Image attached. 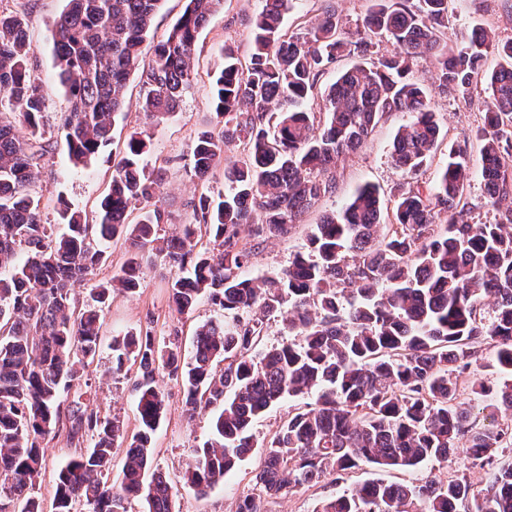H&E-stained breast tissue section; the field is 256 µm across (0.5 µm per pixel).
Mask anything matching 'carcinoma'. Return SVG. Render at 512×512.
<instances>
[{"label":"carcinoma","mask_w":512,"mask_h":512,"mask_svg":"<svg viewBox=\"0 0 512 512\" xmlns=\"http://www.w3.org/2000/svg\"><path fill=\"white\" fill-rule=\"evenodd\" d=\"M160 0H66L53 23L54 67L69 103L62 133L70 163L87 166L112 143L125 109L124 88L139 70ZM221 0H186L182 15L153 46L142 74L139 109L160 123L182 100L194 75V45ZM293 0H262L246 61L230 48L213 73L215 112L224 129L198 132L189 166L206 182L223 167L224 195L191 202L194 223L170 235L158 208L134 220L132 207L154 198L161 176L148 170V141L128 134L95 216L59 200L65 230L53 231L29 191L33 170L53 153L43 137L47 109L29 66L26 22L0 10V93L15 109L0 117V512H43L33 495L45 448L59 437L74 455L57 472L52 512H172L168 476L153 467L152 438L168 405L160 378L181 380L183 414L215 410L211 435L193 449L183 484L204 495L254 448L262 449L254 493L236 512L363 465L407 470L446 461L464 441L467 458L489 466L481 487L461 476L421 485L374 479L323 499L313 512H512V427L486 426L459 400L464 378L490 351L502 375L495 388L472 384L474 399L512 422V39L495 43L480 27L448 38V0H374L350 39L333 12L290 35L283 27ZM393 45L375 55L382 40ZM499 67L484 69L489 49ZM356 62L327 86L339 60ZM419 57L432 59L439 93L467 101L482 84L481 175L505 220L473 224L464 188L465 151L448 150L438 187L408 182L386 217L377 189L359 188L328 215L274 276L245 278L252 248L240 226L261 216L255 235H287L305 211L336 192L335 169L361 149L383 115L411 114L392 143L391 159L407 176L435 155L444 133L431 90L411 80ZM242 157L227 159V137ZM129 242L120 273L75 300L73 286L106 262L100 243ZM160 259L175 272L169 300L180 314L208 297L220 318L194 331L190 360L175 342L156 345L151 329L112 337V374L135 371L137 431L103 418L82 381L100 351L103 305L133 292L146 265ZM494 297L492 315L482 305ZM281 318L290 342L267 345L268 323ZM316 394L269 438L257 420L286 398ZM93 439V446L84 443ZM123 454L119 484L108 475Z\"/></svg>","instance_id":"cac0c4a2"}]
</instances>
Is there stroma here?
<instances>
[{"mask_svg":"<svg viewBox=\"0 0 512 512\" xmlns=\"http://www.w3.org/2000/svg\"><path fill=\"white\" fill-rule=\"evenodd\" d=\"M66 5V0H0V10L24 12L28 39L32 48L30 63L48 94L44 137L55 145L52 155L41 161L35 171L32 191L40 198L41 217L49 224H60L58 199H65L75 209L93 214L97 200L103 196L112 177V153L102 152L87 167L76 169L67 159L61 137V118L67 100L56 86L53 61L52 23ZM370 0H294L286 19L289 31H299L305 21L327 10H335L345 30L356 28ZM261 8V0H222L208 25L200 32L196 47L197 73L182 101L171 117L157 126H144L138 103L144 94L139 76H132L125 89L127 106L114 128L115 143H123L133 129L145 128L151 140L147 158L149 169L162 170L164 185L152 201L153 207L168 214L171 224H188L193 220L190 202L200 193L216 196L224 191V176L215 172L209 181H199L188 165L191 143L202 129L214 127L211 75L222 61L225 47H233L239 57H246L252 42V20ZM453 33L461 34L474 26L494 33L496 39H512V0H454L452 4ZM483 89H475L471 101L465 102L445 95H433L431 105L445 137L419 183L433 188L438 171L448 155L449 147L465 148L471 160V175L465 190L469 217L477 224L495 221L498 213L487 202L480 175V142L476 131L482 123ZM410 119L408 113L386 114L375 127L368 143L347 156L336 168V192L322 198L305 214L291 232L282 238L257 241L253 225L240 229L242 241L251 244L253 255L244 273L248 276H272L287 268L295 253L306 250L308 235L322 215L340 210L355 190L364 185L378 188L382 198H391L404 175L391 163L390 150L397 129ZM217 311L209 301H200L192 314L178 315L168 301L167 281L159 269L145 270L139 289L131 295L117 294L103 309L105 321L103 348L98 361L86 371L96 404L102 414L116 415L128 427H135V396L131 380L113 377L109 367L112 354L109 345L114 336L143 328H151L160 340L177 339L183 352L192 350L195 325L216 318ZM168 404V413L154 437L153 464L165 472L176 489L173 512H235L240 498L249 495L260 463V449L253 451L240 465L227 474L223 484L215 486L206 497H197L184 486L182 474L191 461V450L204 440L211 426V410H203L193 420H184L183 388L180 380L164 377L161 381ZM466 475L474 485H482L486 469L480 463L457 454L454 460H431L413 471H382L367 467L346 480L333 482L324 478L312 486L296 488L288 497L269 500L267 512H313L319 501L350 492L356 484L381 478L388 481L424 483L430 479H451Z\"/></svg>","mask_w":512,"mask_h":512,"instance_id":"stroma-1","label":"stroma"}]
</instances>
